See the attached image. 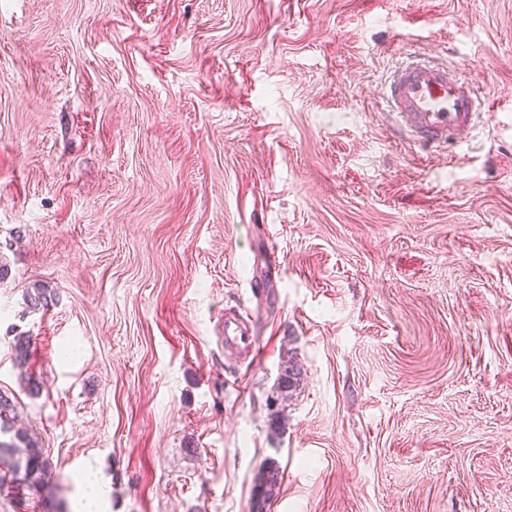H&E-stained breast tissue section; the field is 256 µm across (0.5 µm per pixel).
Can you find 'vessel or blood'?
I'll return each instance as SVG.
<instances>
[{
	"instance_id": "b4317fda",
	"label": "vessel or blood",
	"mask_w": 512,
	"mask_h": 512,
	"mask_svg": "<svg viewBox=\"0 0 512 512\" xmlns=\"http://www.w3.org/2000/svg\"><path fill=\"white\" fill-rule=\"evenodd\" d=\"M380 101L399 137L432 152L462 142L488 119L494 107L460 66L416 53L385 78ZM224 341L252 355L260 353L253 326L237 316L225 318Z\"/></svg>"
}]
</instances>
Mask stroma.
<instances>
[{
  "label": "stroma",
  "mask_w": 512,
  "mask_h": 512,
  "mask_svg": "<svg viewBox=\"0 0 512 512\" xmlns=\"http://www.w3.org/2000/svg\"><path fill=\"white\" fill-rule=\"evenodd\" d=\"M414 51L493 99L464 145L388 127ZM0 256L51 473L0 512L96 479L102 512H250L271 459L269 512H512V0H0ZM256 331L237 316H224V343H234L242 349L252 353L253 359L260 355V348L256 340ZM302 377V372L295 364L292 357L282 360L279 366V374L277 384L275 386L276 392L279 393L276 400L287 399L290 393L293 392L299 385ZM281 481L280 467L275 460L269 461L255 478L251 503L252 512H267L266 510L270 508L279 494Z\"/></svg>",
  "instance_id": "obj_1"
}]
</instances>
